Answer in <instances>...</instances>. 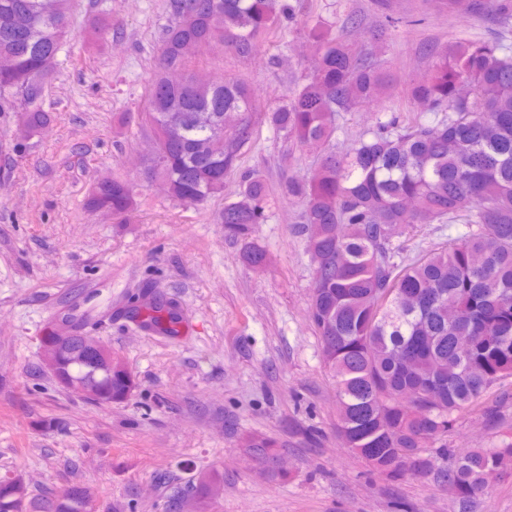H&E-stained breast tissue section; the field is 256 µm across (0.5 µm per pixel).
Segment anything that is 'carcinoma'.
<instances>
[{
  "label": "carcinoma",
  "instance_id": "1",
  "mask_svg": "<svg viewBox=\"0 0 512 512\" xmlns=\"http://www.w3.org/2000/svg\"><path fill=\"white\" fill-rule=\"evenodd\" d=\"M72 0H0V112L20 113L27 135L48 122L46 82L70 34ZM287 5L281 0H168L141 126L159 160L144 177L161 180L171 199L202 205L224 194V177L253 139L256 100L243 82L195 68L191 48L205 44L251 57ZM314 67L267 118L297 145L317 152L304 180L285 179L282 193L302 203L300 224L313 266L308 316L336 381V434L353 454L390 481L434 471L425 444L448 433L501 381L512 378V47L462 37L408 89L436 122L394 119L341 152L330 147L336 116L381 97L388 75L318 20L303 29ZM136 185L96 181L94 210L129 221ZM270 190L263 174L241 177L217 223L247 241L266 221ZM414 224H465L449 246L395 261L393 241ZM132 314L165 327L175 306L151 292ZM64 371L91 382L103 403L133 389L130 372L101 369L93 355L72 357ZM413 383L412 406L397 394ZM243 446L267 460L272 439L251 433ZM512 468V438L471 448L442 474L467 504ZM197 503L219 497L224 476L195 478ZM91 489L73 485L35 496L16 476L0 477V512H88Z\"/></svg>",
  "mask_w": 512,
  "mask_h": 512
}]
</instances>
